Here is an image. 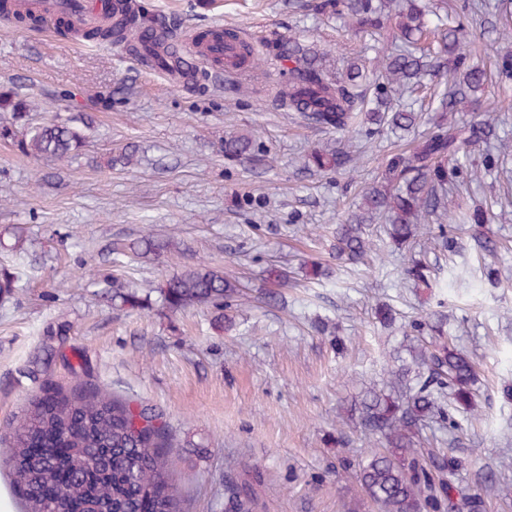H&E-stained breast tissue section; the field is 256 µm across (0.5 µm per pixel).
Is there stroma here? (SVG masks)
Listing matches in <instances>:
<instances>
[{"label": "stroma", "instance_id": "35a3bbf8", "mask_svg": "<svg viewBox=\"0 0 512 512\" xmlns=\"http://www.w3.org/2000/svg\"><path fill=\"white\" fill-rule=\"evenodd\" d=\"M146 13L180 21L189 40L215 24L244 31L252 43L270 34L297 37L329 52L336 68L359 59L376 65L368 37L333 18L304 15L289 0H134ZM212 69L182 84L151 71L125 45L72 42L44 30L0 27V95L34 97L45 118L87 121L78 155L60 165L22 154L0 139V274L20 277L0 297V437L45 384H71L83 363L107 392L161 411L176 439L173 478L184 512H224V484L258 465L263 512H374L344 458L375 451V441L341 427L352 398L379 381L405 321L443 309L450 344L480 365L483 399L459 414L453 447L468 462L458 477L475 485L479 470L512 483V206L487 227L500 240L498 281L481 276L473 251L439 259L436 281L415 288L402 251L381 246L370 265L337 268L314 279L313 263L332 260L330 232L360 203L391 149L374 133L356 182L307 170L306 156L333 141L298 114L275 106L273 86L288 75ZM256 137L272 166L225 160L226 131ZM137 146L139 163L112 165L116 147ZM22 232L25 251L12 250ZM173 235L179 250L143 258L115 254V242ZM239 278L246 297L231 325L214 309L170 312L159 297L129 310L112 304V281L151 288L189 266ZM292 271L285 302L263 304L267 271ZM397 325L383 328L377 307ZM336 326V335L313 325Z\"/></svg>", "mask_w": 512, "mask_h": 512}]
</instances>
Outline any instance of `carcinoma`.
<instances>
[{
    "label": "carcinoma",
    "mask_w": 512,
    "mask_h": 512,
    "mask_svg": "<svg viewBox=\"0 0 512 512\" xmlns=\"http://www.w3.org/2000/svg\"><path fill=\"white\" fill-rule=\"evenodd\" d=\"M494 7L502 36L511 39L512 0H495ZM302 9L347 19L357 32L379 41L385 39L389 22L396 28L383 48L381 64L370 76L357 67L334 71L328 52L297 38L265 43L266 55L288 72V81L276 96L279 105L339 135L341 146L326 144L311 150L309 163L319 173L357 171L361 153L353 150V142L365 123L393 135L415 128L418 113L410 104L393 102L392 87L411 97L421 86V76L447 77L435 108L439 117L430 131L411 151L387 156L378 177L363 188L360 212H351L347 222L332 232L336 260L355 265L377 251L370 226L381 223L389 243L407 250L408 277L428 287L432 267L422 242L433 243L444 257L457 254L459 225L485 224L493 208L470 194L469 183L512 154V145L491 122H459L453 113L489 84L512 86V53L497 55L493 79H488L469 50L476 41L485 40V29L464 23L446 0H304ZM127 23L125 19L86 30L80 37L123 43L128 38ZM8 108L22 120L29 103L1 98L0 109ZM0 138L16 140L24 155L65 163L80 150L86 135L70 122L50 121L27 123L20 132L1 126ZM481 144L487 152L477 165L472 152ZM224 158L260 159L253 136L224 133ZM471 239L482 275L497 282L494 263L499 241L481 232ZM174 248L178 242L172 237L146 235L114 250L158 256ZM153 292L171 312L229 309L243 297L238 280L205 265L169 275L144 293L112 280V303L127 309L145 306ZM444 325L443 318L430 325L435 335L427 341L421 336L427 319L412 320L411 362L393 358L386 379L364 388L351 404L358 427L384 448L357 463L361 490L377 512H483L485 497L509 493L491 480L481 484L479 492L460 485L457 477L467 461L452 450L424 445L425 421L434 420L454 433L461 429L456 413L479 407L474 390L477 362L448 346ZM8 438L4 464L23 512H52L43 494L47 488L69 512H183L170 473L174 443L163 416L92 383L81 382L69 390L46 386L10 425ZM254 472L256 466H245L246 478L226 487L225 512H258Z\"/></svg>",
    "instance_id": "cac0c4a2"
}]
</instances>
